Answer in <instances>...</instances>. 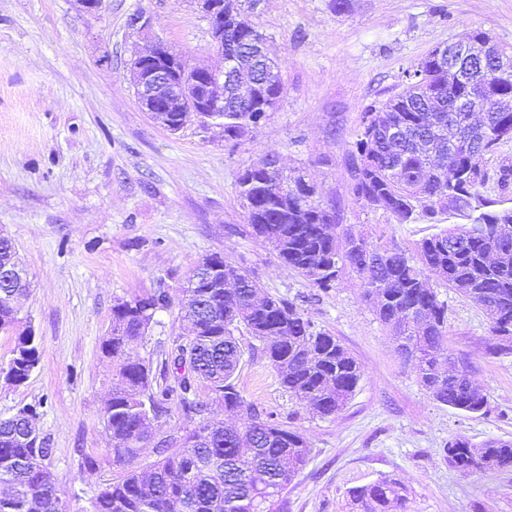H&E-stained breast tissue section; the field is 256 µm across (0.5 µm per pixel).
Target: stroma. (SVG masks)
<instances>
[{
    "mask_svg": "<svg viewBox=\"0 0 512 512\" xmlns=\"http://www.w3.org/2000/svg\"><path fill=\"white\" fill-rule=\"evenodd\" d=\"M139 9L192 63L220 66L190 0H104L96 12L77 0H0V235L32 283L18 306L41 352L25 383L0 380V418L38 406L51 478L71 512H87L92 495L84 457L95 459L97 481L123 474L103 424L112 363L100 343L113 305L162 278L179 287L213 252L253 271L263 291L294 301L308 294L305 280L245 231L237 179L269 153L312 179L343 227L413 251L439 225L396 223L349 189L363 112L401 91L405 69L469 29L512 47V0H347L340 12L331 0H257L253 20L281 63L284 93L262 126L228 143L222 129L201 130L193 119L171 135L141 109L126 79L128 60L146 44L129 24ZM434 289L448 306V352L487 393V413L431 398L347 267L307 308L363 371L335 416L290 397L258 342L241 335L242 396L292 421L311 450L282 512H352L350 489L381 479L401 484L408 512H512V471L465 474L444 452L459 435L476 445L512 439V351L491 353L483 309L442 284ZM175 317L158 312L136 355L160 362L179 333Z\"/></svg>",
    "mask_w": 512,
    "mask_h": 512,
    "instance_id": "35a3bbf8",
    "label": "stroma"
}]
</instances>
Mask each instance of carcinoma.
Masks as SVG:
<instances>
[{
	"instance_id": "cac0c4a2",
	"label": "carcinoma",
	"mask_w": 512,
	"mask_h": 512,
	"mask_svg": "<svg viewBox=\"0 0 512 512\" xmlns=\"http://www.w3.org/2000/svg\"><path fill=\"white\" fill-rule=\"evenodd\" d=\"M240 0H225L224 31L247 47L245 69L280 70L269 55L258 25L241 12ZM468 78L450 82L435 67L432 53L403 71V90L384 102L366 107L354 142L357 157L349 170L350 188L364 205L389 208L399 224L424 219L432 224L446 215L463 219L423 239L415 253L380 246L385 256L378 270L364 268V255L354 243L375 247L363 234L346 231L343 264L363 281L364 295L376 297L382 323L401 347L417 360L420 383L437 403L467 413L487 412L488 395L448 382L439 358L448 354V307L427 287L434 279L486 310L490 332L512 338V236L494 235V227L512 224V207L489 209L476 224L470 201L480 197L488 180L484 156L504 142L500 127L512 129V71L498 80L499 111L476 122L469 112L451 108L466 100ZM284 93L282 79L260 82L245 92L238 81L224 83V111L215 113L224 139L236 140L237 128L258 127L268 118L264 107H276ZM178 112L151 115L170 134L183 129ZM395 128L386 138L376 126ZM448 160L445 180L426 173L435 159ZM266 155L249 164L238 177L237 193L248 212L251 233L263 238L285 266L310 288L325 292L339 271L340 250L329 229L336 215L317 199L315 184L301 175L270 170ZM464 234L456 248L448 237ZM218 263L250 288H224V273L207 281L191 270L178 288L159 285L154 291L112 307V326L102 353L112 360V390L104 409V426L112 440V464L124 469L117 480L93 489L87 512H278L281 495L306 463L309 447L303 435L241 395L234 376L244 351L237 334L245 331L276 371L288 394L322 417L338 413L355 391L362 370L335 336L316 327L295 302L279 295H258L259 285L244 268L222 253L203 257ZM30 292L24 268L9 285L0 282V332L18 331V356L0 365L8 384L27 380L40 361L34 329L22 325L15 299ZM177 307L181 334L164 354L159 374L141 358L129 355L155 315ZM209 399L199 397L201 385ZM224 406L237 422L213 423L210 403ZM176 407L193 423L174 436L158 439L154 422ZM37 407L19 409L0 419V512H68L51 481L52 448L38 435L22 439L37 417ZM155 444L157 460L149 476L137 466L142 448ZM448 461L459 471L512 470V441L491 440L477 446L464 437L448 441ZM349 496L360 512H406V496L391 479L356 487Z\"/></svg>"
}]
</instances>
